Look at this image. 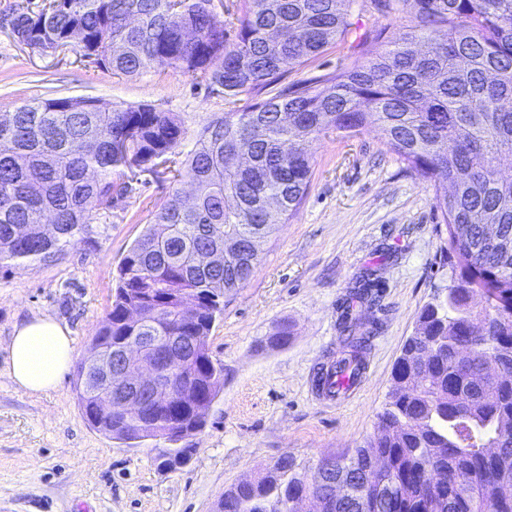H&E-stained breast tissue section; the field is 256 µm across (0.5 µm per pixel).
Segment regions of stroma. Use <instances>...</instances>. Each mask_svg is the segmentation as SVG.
Instances as JSON below:
<instances>
[{
	"label": "stroma",
	"instance_id": "stroma-1",
	"mask_svg": "<svg viewBox=\"0 0 512 512\" xmlns=\"http://www.w3.org/2000/svg\"><path fill=\"white\" fill-rule=\"evenodd\" d=\"M43 0H0V112L57 97H91L107 107L148 104L173 113L189 137L223 118L221 87L168 68L126 77L74 48L42 53L20 44L8 18ZM352 30L283 83L333 74L380 53L410 20L347 0ZM312 175L295 216L261 245V262L226 297L208 338L224 384L203 426L179 445L193 449L176 470L161 466L151 443L93 429L75 392V365L52 390L31 394L6 373L16 324L51 316L66 325L82 360L111 309L118 266L167 201L165 167L126 173L127 190L99 211L88 239L47 261L0 265V512H215L224 491L261 464L290 455L313 463L362 445L375 431L402 345L420 309L454 273L441 248L445 225L434 190L387 148L380 131L330 133L311 147ZM379 284L381 310L355 394L324 403L312 392L316 367L336 358L349 293L366 275ZM289 327L287 345L268 336Z\"/></svg>",
	"mask_w": 512,
	"mask_h": 512
}]
</instances>
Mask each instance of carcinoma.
<instances>
[{
    "label": "carcinoma",
    "mask_w": 512,
    "mask_h": 512,
    "mask_svg": "<svg viewBox=\"0 0 512 512\" xmlns=\"http://www.w3.org/2000/svg\"><path fill=\"white\" fill-rule=\"evenodd\" d=\"M206 0H63L21 11L13 32L41 52L73 47L117 75L174 68L222 86L228 111L204 126L185 158V130L150 105L86 112L61 99L0 113V264L47 260L84 239L94 212L112 207L124 169L170 162L173 186L153 224L118 268L112 309L90 347L104 352L151 330L199 337L206 347L224 296L244 287L259 244L292 218L308 189L310 143L331 132L379 129L390 151L435 190L454 272L447 298L427 304L392 372L377 433L365 445L318 462L353 478L374 459L384 474L361 503L338 502L290 456L261 465L224 492L218 512H512V0H386L414 25L388 47L334 75L270 97L283 69L345 39L347 0H239L222 19ZM194 27L198 35L185 37ZM80 29L82 44L70 34ZM222 57L218 70L211 60ZM250 103L237 108L241 97ZM235 247L200 268L197 251ZM366 278L342 315L336 368L361 369L370 336ZM158 309L134 328L128 312ZM494 356L506 372H478ZM77 368L79 406L97 431L119 440L160 439L172 422L203 425L191 406L211 404L224 366L203 350L183 365L175 411L102 415Z\"/></svg>",
    "instance_id": "carcinoma-1"
}]
</instances>
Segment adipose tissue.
I'll use <instances>...</instances> for the list:
<instances>
[{"mask_svg": "<svg viewBox=\"0 0 512 512\" xmlns=\"http://www.w3.org/2000/svg\"><path fill=\"white\" fill-rule=\"evenodd\" d=\"M75 352L67 326L49 316L15 325L9 344L7 373L13 384L30 393L55 388Z\"/></svg>", "mask_w": 512, "mask_h": 512, "instance_id": "ef3b65f1", "label": "adipose tissue"}]
</instances>
